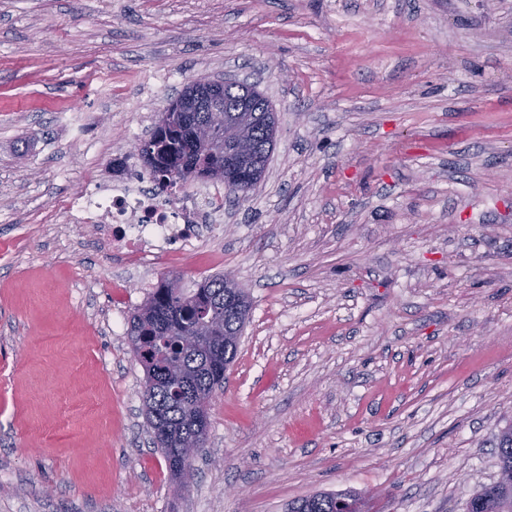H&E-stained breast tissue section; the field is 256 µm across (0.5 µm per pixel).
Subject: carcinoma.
I'll return each mask as SVG.
<instances>
[{
  "label": "carcinoma",
  "instance_id": "1",
  "mask_svg": "<svg viewBox=\"0 0 512 512\" xmlns=\"http://www.w3.org/2000/svg\"><path fill=\"white\" fill-rule=\"evenodd\" d=\"M247 98L253 111H234ZM224 107L225 112H189L175 125L156 126L143 145L150 156L149 176L157 186L224 181V128L243 123L254 169L243 174L239 189L227 191V198L240 202L248 197L276 144V112L248 85L225 87ZM228 293L223 275L205 279L191 294L177 280L167 279L129 319L127 336L146 377L142 397L152 442L182 486L193 476L192 460L207 441L201 417H209L210 401L224 384V370L238 353V345H224V336L242 334L249 319L247 293L241 290L229 299ZM187 336L203 341L194 345L186 342ZM497 455L500 468L512 467L511 427L502 432ZM340 499L351 503L354 512H363V497L348 493L317 494L289 504L288 512H336ZM465 512H512V489L498 481L485 486L466 503Z\"/></svg>",
  "mask_w": 512,
  "mask_h": 512
}]
</instances>
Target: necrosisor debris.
Wrapping results in <instances>:
<instances>
[{
	"label": "necrosis or debris",
	"instance_id": "obj_1",
	"mask_svg": "<svg viewBox=\"0 0 512 512\" xmlns=\"http://www.w3.org/2000/svg\"><path fill=\"white\" fill-rule=\"evenodd\" d=\"M69 222L92 225L129 266L158 263L177 249L194 254L204 238L224 233V191L165 194L132 182L80 193L65 205Z\"/></svg>",
	"mask_w": 512,
	"mask_h": 512
}]
</instances>
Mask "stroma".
Returning <instances> with one entry per match:
<instances>
[{
    "label": "stroma",
    "mask_w": 512,
    "mask_h": 512,
    "mask_svg": "<svg viewBox=\"0 0 512 512\" xmlns=\"http://www.w3.org/2000/svg\"><path fill=\"white\" fill-rule=\"evenodd\" d=\"M227 76L277 112L264 178L120 272L61 202ZM219 274L252 311L182 488L128 321ZM511 425L512 0H0V512H464ZM309 498H311L309 500ZM306 499L298 500L288 505V512H336L337 501L344 499L351 503L355 510L362 512L363 497L358 494L348 493H321Z\"/></svg>",
    "instance_id": "obj_1"
}]
</instances>
